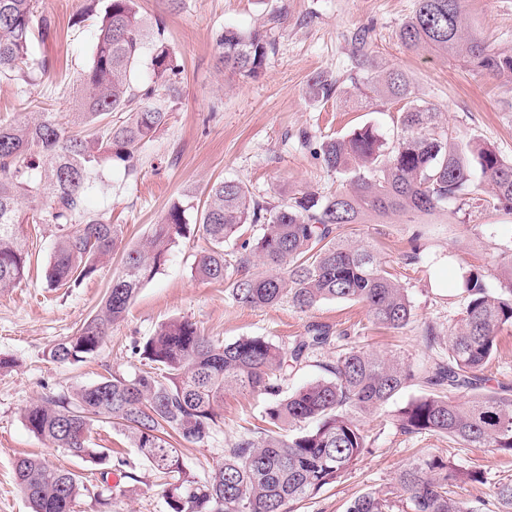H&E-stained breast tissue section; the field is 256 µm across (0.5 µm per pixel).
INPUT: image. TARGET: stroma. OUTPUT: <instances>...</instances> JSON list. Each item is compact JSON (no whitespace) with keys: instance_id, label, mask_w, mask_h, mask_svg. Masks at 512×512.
Listing matches in <instances>:
<instances>
[{"instance_id":"obj_1","label":"stroma","mask_w":512,"mask_h":512,"mask_svg":"<svg viewBox=\"0 0 512 512\" xmlns=\"http://www.w3.org/2000/svg\"><path fill=\"white\" fill-rule=\"evenodd\" d=\"M90 4L91 0H39L54 29L36 50L52 59L55 70L35 86L1 80L0 121L72 112L74 76L88 65L96 42V20L86 14ZM139 4L143 14L163 21L167 40L182 59L183 96L167 125L144 145L137 173L130 175L123 166H113L107 181L85 200L88 212L121 226L126 244L150 235L174 202H182L188 221H195L209 187L224 179L242 181L256 197L273 204L301 191L334 192L343 179L324 168L313 146L366 125L393 140L403 102L376 99L361 108L344 103L359 76L353 51L360 33L367 36L376 66L404 72L415 97L435 106L463 141L488 145L512 160V80L481 74L433 51L406 49L399 30L412 14L415 0H139ZM277 11L284 18L275 30V49L261 76L242 79L224 70L218 61L217 33L227 28L249 31ZM465 22L495 50L512 54V0H465ZM318 73L335 82L332 98L310 97L308 83ZM303 134L309 136V146L300 143ZM24 230L30 274L18 287L0 292V356L14 361L13 367L0 370V512H31L14 479L15 462L26 454L40 455L82 476L90 492L78 499L75 512H98L95 495L108 484L117 488L111 512H167L162 489L147 463L138 462L137 483L122 484L114 474L108 484H101L96 466L49 447L22 419L31 401L93 384L112 371L131 375L142 370L134 347L164 323L187 319L226 342L264 336L277 344L304 335L313 322L332 326L334 344L314 353L290 375L291 390L322 377V363L352 346L397 355L418 372L446 352L442 342L427 346L422 330L430 323L444 334L458 322L465 308L466 273L482 272L487 288L496 292L503 268L512 266V213L487 206L479 190L465 205L452 203L432 215L355 225L354 240L370 243L411 301L412 322L392 330L375 325L364 305L352 301H325L306 313L287 302L266 308L235 303L223 283L195 277V257L208 242L194 230L140 288L97 355L59 364L49 359V349L96 314L121 267V256L116 253L100 263L80 286L51 288L43 268L54 237L42 224H28ZM485 374L492 389L512 392V326L499 332ZM425 392L421 383L411 382L381 410L360 416L368 436L360 462L335 485L295 504L293 512H345L360 494L398 493L399 472L425 454L481 472L484 483L466 485L461 495L475 512H493L495 484L512 481V455L465 448L430 432L401 431L398 410ZM265 405V398L255 393H225L223 427L205 442L180 443L187 467L199 475L210 471L222 461L225 446L256 423Z\"/></svg>"}]
</instances>
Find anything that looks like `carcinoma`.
I'll return each mask as SVG.
<instances>
[{
	"label": "carcinoma",
	"instance_id": "cac0c4a2",
	"mask_svg": "<svg viewBox=\"0 0 512 512\" xmlns=\"http://www.w3.org/2000/svg\"><path fill=\"white\" fill-rule=\"evenodd\" d=\"M464 0H416L399 31L409 50L431 49L497 78L512 79V55L493 49L467 30ZM50 19L38 0H0V78L33 86L50 61L36 53L33 35L46 37ZM224 68L258 76L275 45L273 27L216 36ZM356 67L372 70L366 40L358 39ZM149 82L138 79L141 67ZM182 64L159 20L139 14L137 0H108L99 19L87 68L77 73V111L62 123L50 112L33 120L0 123V291L26 279L30 262L26 224L54 228L45 268L48 286L77 283L98 263L123 251L97 313L55 344L49 358L80 362L106 343L112 325L126 316L139 288L152 279L170 250L186 236V208L173 204L138 245H122L120 225L91 214L84 198L113 164L137 172L142 147L167 123L181 98ZM335 83L319 73L309 93L329 98ZM358 97L407 101L400 132L387 144L371 126L327 139L316 156L346 185L329 195L303 191L273 205L237 180L211 185L199 228L210 246L196 258V277L222 282L224 292L246 307L284 300L306 312L323 301H355L373 321L402 329L413 318L406 289L367 244L355 243L348 226L392 215H429L462 202L473 178L487 188L493 207L512 213V160L490 147L463 148L434 108L413 99L409 79L397 69L364 78ZM465 311L448 331V356L416 376L394 356L353 347L323 364L326 377L284 394L288 375L311 354L334 342L330 327L312 323L291 345L262 336L221 342L189 320H174L135 346L149 369L132 376L117 371L71 393L31 402L23 420L35 436L72 457L138 481L136 463L109 448H94L93 423L112 424L138 458L163 479L169 512H290L353 469L367 439L357 414L381 409L418 379L430 393L398 413L407 433L433 432L466 448L512 454V397L486 387L483 370L496 350L499 330L512 325V268L498 293L484 275L465 280ZM266 397L263 426L224 449V461L200 478L184 465L175 443H201L224 423L227 391ZM16 483L31 512H73L89 492L82 477L33 456L18 459ZM477 471L423 456L400 471L403 512H474L456 489L483 483ZM495 512H512V482L495 487ZM396 504L373 492L356 497L346 512H393Z\"/></svg>",
	"mask_w": 512,
	"mask_h": 512
}]
</instances>
